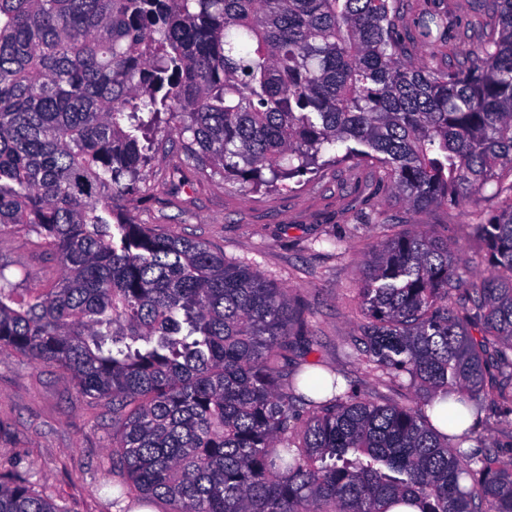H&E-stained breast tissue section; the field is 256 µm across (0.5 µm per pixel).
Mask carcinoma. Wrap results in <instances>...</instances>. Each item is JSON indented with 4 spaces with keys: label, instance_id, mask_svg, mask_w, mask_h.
Wrapping results in <instances>:
<instances>
[{
    "label": "carcinoma",
    "instance_id": "obj_1",
    "mask_svg": "<svg viewBox=\"0 0 512 512\" xmlns=\"http://www.w3.org/2000/svg\"><path fill=\"white\" fill-rule=\"evenodd\" d=\"M404 0H0V228L61 276L19 292L0 264V352L60 368L112 409V471L169 512H512V0L478 63L411 61ZM419 36L448 51V17ZM174 170L279 190L322 166L412 209L475 207L491 272L428 228L364 265L353 354L417 400L288 369L312 345L288 289L204 242L137 224L158 136ZM499 410L506 441L432 416ZM0 512H68L0 469Z\"/></svg>",
    "mask_w": 512,
    "mask_h": 512
}]
</instances>
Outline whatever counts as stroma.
Listing matches in <instances>:
<instances>
[{
	"label": "stroma",
	"mask_w": 512,
	"mask_h": 512,
	"mask_svg": "<svg viewBox=\"0 0 512 512\" xmlns=\"http://www.w3.org/2000/svg\"><path fill=\"white\" fill-rule=\"evenodd\" d=\"M178 155L175 149L158 151L146 190L124 205L128 217L199 239L226 260L250 265L290 289L315 339L311 353H295L296 362L320 361L355 387L374 382L349 356L360 314L359 276L369 254L393 230L447 226L467 261L466 279L476 281L490 271L476 241L467 237L475 220L471 206L415 210L383 195L373 199L353 183L344 164L322 166L287 191H245L209 172L189 174L176 191ZM1 262L21 289L61 274L58 260L20 225L0 229ZM14 455L22 471L68 512H116L108 487L116 479L111 410L79 397L61 369L3 352L0 457Z\"/></svg>",
	"instance_id": "1"
}]
</instances>
